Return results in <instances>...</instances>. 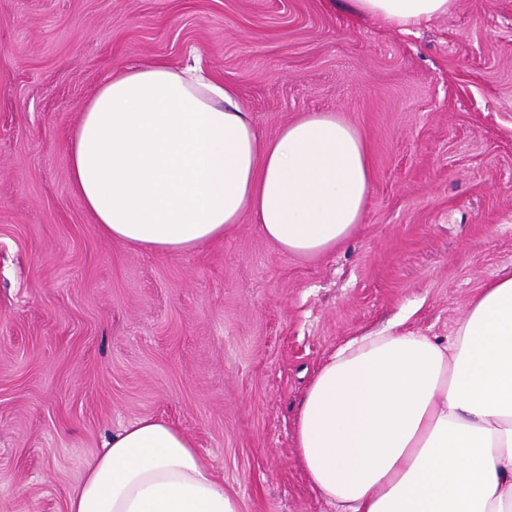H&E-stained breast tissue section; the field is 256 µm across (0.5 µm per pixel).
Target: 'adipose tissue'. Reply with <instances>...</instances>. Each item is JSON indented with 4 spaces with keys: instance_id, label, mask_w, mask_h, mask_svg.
<instances>
[{
    "instance_id": "obj_1",
    "label": "adipose tissue",
    "mask_w": 512,
    "mask_h": 512,
    "mask_svg": "<svg viewBox=\"0 0 512 512\" xmlns=\"http://www.w3.org/2000/svg\"><path fill=\"white\" fill-rule=\"evenodd\" d=\"M401 30L454 0H344ZM102 233L179 253L251 216L281 252L343 246L372 186L368 145L334 112L264 137L234 85L196 64L124 69L85 106L69 149ZM298 463L333 512H512V267L476 288L451 336L402 322L348 340L315 372ZM66 512H243L194 441L143 418L88 459Z\"/></svg>"
}]
</instances>
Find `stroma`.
<instances>
[{
	"label": "stroma",
	"instance_id": "stroma-1",
	"mask_svg": "<svg viewBox=\"0 0 512 512\" xmlns=\"http://www.w3.org/2000/svg\"><path fill=\"white\" fill-rule=\"evenodd\" d=\"M236 86L274 137L309 112L365 137L349 242L279 252L251 217L175 253L104 237L68 142L111 73L162 58ZM512 265V0L409 32L323 0H0V512H65L142 417L190 436L243 512H328L294 449L316 368L406 316L450 335Z\"/></svg>",
	"mask_w": 512,
	"mask_h": 512
}]
</instances>
